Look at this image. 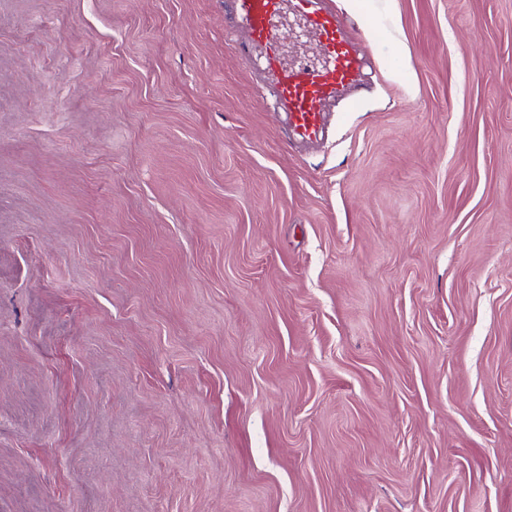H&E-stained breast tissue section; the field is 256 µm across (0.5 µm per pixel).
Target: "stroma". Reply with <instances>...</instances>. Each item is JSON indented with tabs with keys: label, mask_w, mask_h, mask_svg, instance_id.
Segmentation results:
<instances>
[{
	"label": "stroma",
	"mask_w": 512,
	"mask_h": 512,
	"mask_svg": "<svg viewBox=\"0 0 512 512\" xmlns=\"http://www.w3.org/2000/svg\"><path fill=\"white\" fill-rule=\"evenodd\" d=\"M224 2L0 0V512H512V0L312 151Z\"/></svg>",
	"instance_id": "obj_1"
}]
</instances>
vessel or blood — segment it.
Returning a JSON list of instances; mask_svg holds the SVG:
<instances>
[{"label":"vessel or blood","mask_w":512,"mask_h":512,"mask_svg":"<svg viewBox=\"0 0 512 512\" xmlns=\"http://www.w3.org/2000/svg\"><path fill=\"white\" fill-rule=\"evenodd\" d=\"M324 0H228L236 39L232 51L248 63L261 89L270 92L275 107L288 118L292 139L311 144L325 131L324 114L336 97L348 98L350 110L364 102L353 95L362 58L348 39L335 11ZM299 18L306 36L318 50L317 62L291 66L282 61L281 17L284 11Z\"/></svg>","instance_id":"vessel-or-blood-1"}]
</instances>
